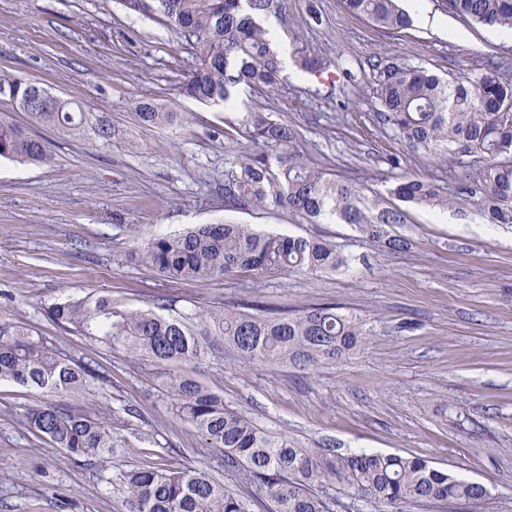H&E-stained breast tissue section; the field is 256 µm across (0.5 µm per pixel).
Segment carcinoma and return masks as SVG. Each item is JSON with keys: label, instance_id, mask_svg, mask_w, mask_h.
I'll return each mask as SVG.
<instances>
[{"label": "carcinoma", "instance_id": "cac0c4a2", "mask_svg": "<svg viewBox=\"0 0 512 512\" xmlns=\"http://www.w3.org/2000/svg\"><path fill=\"white\" fill-rule=\"evenodd\" d=\"M442 4L472 23L512 31V0ZM344 6L385 29L412 25L397 0H344ZM126 8L160 18L189 43L196 69L181 94L200 103L222 102L237 112L229 126L254 145L248 154H226L225 209H286L304 223L350 224L378 240L383 227L407 222L400 206L370 204L352 183L304 164L288 123L235 98L240 84L257 94L281 89L283 68L262 20L285 14L288 0H126ZM373 67L382 126L415 152L472 170L447 187L395 175L388 193L434 210L464 212L474 206L488 224H512V80L502 76V61L491 55L478 68L446 79L394 61L379 59ZM39 95L48 96L47 104L36 103ZM0 100L26 113L32 127H53L103 147L116 135L106 117L49 96L30 81L0 77ZM135 116L144 125L164 126L176 113L144 101L136 105ZM2 158L45 164L51 151L28 129L0 117ZM384 244L397 252L406 241L389 236ZM137 255L163 277L180 281L224 276L239 268L325 272L346 263L327 239L262 234L247 224L226 223L152 237ZM49 315L66 330L107 347L120 344L166 367L202 359L205 340L232 348L245 362L317 367L361 348L369 336L361 320L337 312L332 304L300 314L259 301L172 313L167 304L136 310L109 296H85L52 306ZM88 376L90 370L53 351L29 329L0 322V380L81 396L90 392ZM164 387L178 416L210 440L211 447L224 449V464L261 490L270 503L268 512H328L318 490L335 483L387 512H400V506L413 502L478 503L488 494L484 485L460 480L422 457L304 448L227 408L224 397L187 373L169 374ZM29 420L73 456L103 463L112 458L111 425L97 414L46 407L31 411ZM121 479L130 512H250L245 502L202 472L140 469Z\"/></svg>", "mask_w": 512, "mask_h": 512}]
</instances>
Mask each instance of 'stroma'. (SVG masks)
I'll return each mask as SVG.
<instances>
[{
	"mask_svg": "<svg viewBox=\"0 0 512 512\" xmlns=\"http://www.w3.org/2000/svg\"><path fill=\"white\" fill-rule=\"evenodd\" d=\"M421 3L446 15L456 37L418 22L388 34L348 14L342 0H292L287 16H268L267 24L289 52L327 60L328 70L300 72L261 97L241 87L238 98L295 127L304 163L370 198L390 202L392 154L401 173L447 182L451 164L407 152L380 128L368 62L395 59L445 77L477 67L488 52L512 62V39L445 14L440 0ZM339 58L354 81L333 67ZM194 66L181 38L126 13L120 0H0V75L107 113L122 133L102 147L40 128L51 163L0 161V317L92 372L81 398L0 381V512H128L120 475L138 468L205 471L264 512L262 492L177 416L159 387L164 367L48 318L53 304L93 294L131 308L162 298L177 310L245 299L295 312L336 304L364 321L370 340L335 363L246 364L214 343L185 369L230 409L304 447L419 456L488 490L476 504L411 503L402 512H512V227L472 211L411 207L407 223L388 229L407 241L391 253L346 224H303L279 208L225 210L214 191L225 152L253 146L227 142L223 105L180 94ZM143 100L176 121L142 127L135 106ZM222 221L323 236L348 263L332 272L240 269L174 283L133 257L148 238ZM47 406L110 418V463L69 456L32 429L28 412Z\"/></svg>",
	"mask_w": 512,
	"mask_h": 512,
	"instance_id": "1",
	"label": "stroma"
}]
</instances>
